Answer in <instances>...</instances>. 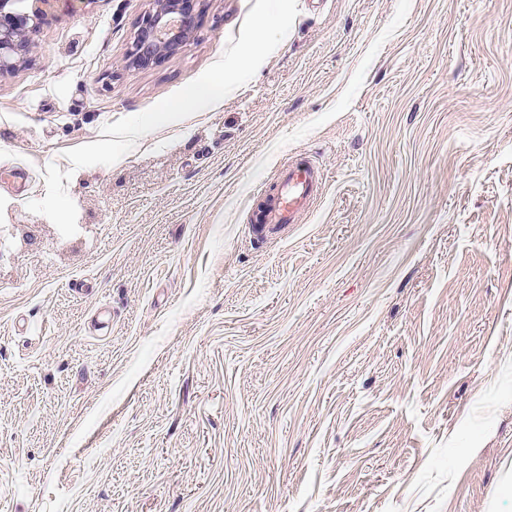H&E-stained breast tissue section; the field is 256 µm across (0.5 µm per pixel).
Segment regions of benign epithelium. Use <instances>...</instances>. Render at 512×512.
<instances>
[{"instance_id":"7a95c632","label":"benign epithelium","mask_w":512,"mask_h":512,"mask_svg":"<svg viewBox=\"0 0 512 512\" xmlns=\"http://www.w3.org/2000/svg\"><path fill=\"white\" fill-rule=\"evenodd\" d=\"M0 0V76L13 71L25 58L31 36L47 15L53 0ZM201 0H153V8L138 22L124 69L143 68L179 54L198 26Z\"/></svg>"}]
</instances>
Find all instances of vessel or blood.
<instances>
[{"label": "vessel or blood", "mask_w": 512, "mask_h": 512, "mask_svg": "<svg viewBox=\"0 0 512 512\" xmlns=\"http://www.w3.org/2000/svg\"><path fill=\"white\" fill-rule=\"evenodd\" d=\"M323 177L308 161L290 162L281 166L276 175V191L269 197L263 224L287 226L298 223L320 197Z\"/></svg>", "instance_id": "b4317fda"}]
</instances>
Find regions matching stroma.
Returning a JSON list of instances; mask_svg holds the SVG:
<instances>
[{
  "label": "stroma",
  "mask_w": 512,
  "mask_h": 512,
  "mask_svg": "<svg viewBox=\"0 0 512 512\" xmlns=\"http://www.w3.org/2000/svg\"><path fill=\"white\" fill-rule=\"evenodd\" d=\"M218 104L67 150L199 77L256 0L118 70L151 0H53L0 77V512H512V0H297ZM321 198L256 213L291 159ZM71 172L78 232L26 203Z\"/></svg>",
  "instance_id": "35a3bbf8"
}]
</instances>
